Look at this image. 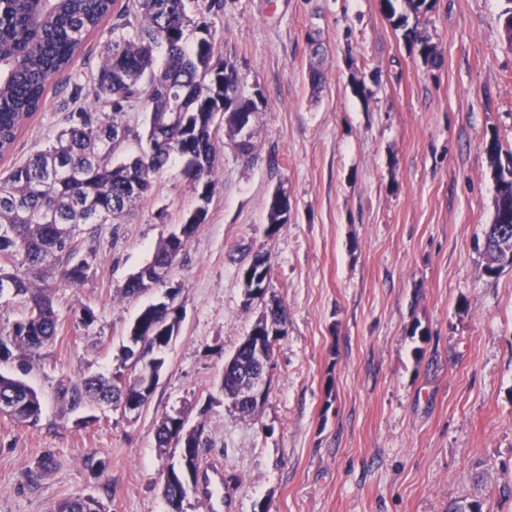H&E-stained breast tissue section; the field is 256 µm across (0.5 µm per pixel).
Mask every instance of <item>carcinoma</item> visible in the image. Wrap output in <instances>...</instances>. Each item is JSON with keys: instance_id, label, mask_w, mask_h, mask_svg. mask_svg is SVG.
<instances>
[{"instance_id": "cac0c4a2", "label": "carcinoma", "mask_w": 512, "mask_h": 512, "mask_svg": "<svg viewBox=\"0 0 512 512\" xmlns=\"http://www.w3.org/2000/svg\"><path fill=\"white\" fill-rule=\"evenodd\" d=\"M406 12L396 14L392 0H383L385 14L404 30V38L418 48L422 62L437 66L441 56L431 37L408 26L409 15L419 16L430 8L428 0H404ZM116 0H0V157L10 151L23 127L42 106L49 82L68 69L88 35L99 29L114 9ZM221 0L196 5L202 18L190 15L189 0H129L117 14L112 38L102 47V64L94 75L98 101L106 110L71 101L66 126L44 149L0 173V226L14 225L15 235H0V292L4 280L11 282L13 297L26 312L7 334H0V356L11 348L34 357L58 335V317L53 288H76L88 278V257L80 255L78 238L92 235L100 224H119L115 212L133 206L154 192L155 176L172 159L183 161L182 175L197 197L208 201L214 192L220 164L217 129L212 113L224 110V132L237 154L247 162L258 158L253 139L236 144L238 117L252 115L256 127L265 102L239 89L234 99L224 98V78L238 79L236 62L219 56L222 38L204 21L220 8ZM313 59L309 77L320 88L322 44L310 40ZM146 111L145 125L138 129L128 113L139 106ZM124 127L121 140L112 130ZM488 154L496 163V202L491 224L484 230L485 272L496 276L512 266V166L497 165L500 146L491 140ZM207 214L193 224H182L183 240L173 243L163 237L151 259L174 265L189 238L205 223ZM53 254L50 264L44 263ZM178 320L173 310L150 304L137 317L135 327L147 332L161 319ZM286 309L277 302L253 323L259 332L247 336L224 364L220 389L234 395L252 383L263 361L271 358V333L280 332ZM167 341L154 336L140 356L156 366L165 365ZM155 390L152 378H131L118 386L101 375L84 376L60 388L71 408L85 400H136L145 406ZM14 395L19 407L11 418L34 426L42 414L41 398L26 381L0 374V396ZM160 448L180 449L187 457L192 478H197L200 449L207 441L196 434L183 439L182 426L172 415L156 429ZM54 512H102L93 498H70L57 503Z\"/></svg>"}]
</instances>
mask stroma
<instances>
[{"label":"stroma","instance_id":"obj_1","mask_svg":"<svg viewBox=\"0 0 512 512\" xmlns=\"http://www.w3.org/2000/svg\"><path fill=\"white\" fill-rule=\"evenodd\" d=\"M512 0H430L419 27L442 63H422L380 0H223L206 20L266 103L251 164L224 144L208 215L171 270L183 315L159 384L139 414L71 408L62 386L112 376L138 313L162 289L119 288L182 224L196 195L173 160L121 224H104L88 279L55 291L59 333L31 363L36 426L0 414V512H53L92 497L106 512H168L177 448L155 432L188 408L224 464L233 512H448L481 501L512 512V268L487 276L475 247L495 210L486 146L512 158ZM104 22L50 85L17 156L43 149L67 104L93 106ZM324 80L309 83L310 40ZM16 156V157H17ZM291 204L269 229L276 189ZM270 257L267 299L287 322L269 396L239 418L218 388L257 319L240 249ZM95 322H78L81 308ZM52 460L30 480L41 458Z\"/></svg>","mask_w":512,"mask_h":512}]
</instances>
